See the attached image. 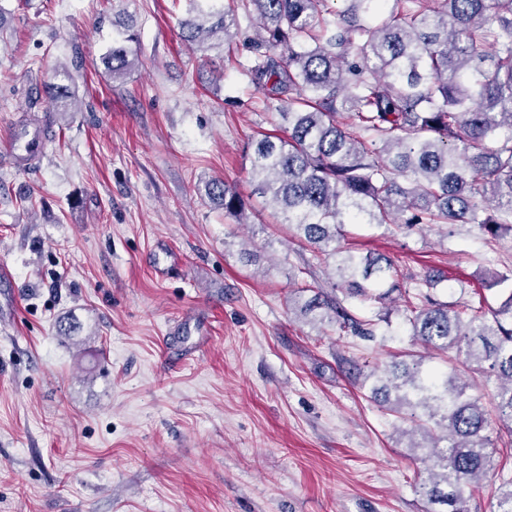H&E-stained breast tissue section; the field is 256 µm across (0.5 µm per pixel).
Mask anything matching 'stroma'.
I'll use <instances>...</instances> for the list:
<instances>
[{
  "instance_id": "obj_1",
  "label": "stroma",
  "mask_w": 512,
  "mask_h": 512,
  "mask_svg": "<svg viewBox=\"0 0 512 512\" xmlns=\"http://www.w3.org/2000/svg\"><path fill=\"white\" fill-rule=\"evenodd\" d=\"M137 21V65L112 79V16ZM185 0H0V512H428L415 485L425 449L363 380L403 354L433 370L396 302L366 303L390 333L314 325L312 295L341 298L330 265L273 223L252 193L245 147L287 97L241 69V42L191 51ZM72 112L43 82L74 56ZM38 121L44 148L10 146ZM220 178L249 219L214 208ZM343 244L390 257L435 298L499 307L512 232L474 224ZM261 256L247 262L244 250ZM167 253L166 278L152 263ZM69 318L72 336L56 323Z\"/></svg>"
}]
</instances>
